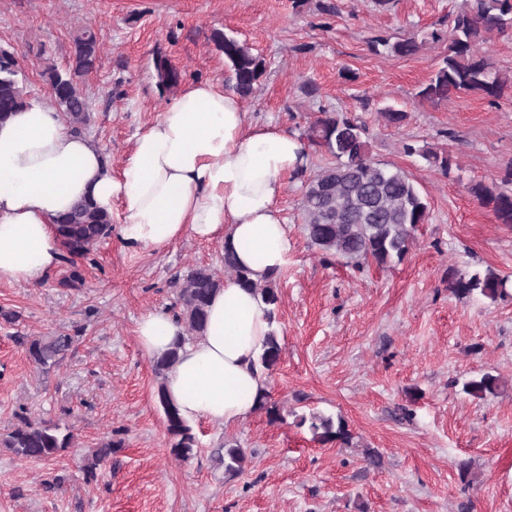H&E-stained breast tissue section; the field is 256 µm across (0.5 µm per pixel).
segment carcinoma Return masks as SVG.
I'll return each instance as SVG.
<instances>
[{"instance_id": "cac0c4a2", "label": "carcinoma", "mask_w": 512, "mask_h": 512, "mask_svg": "<svg viewBox=\"0 0 512 512\" xmlns=\"http://www.w3.org/2000/svg\"><path fill=\"white\" fill-rule=\"evenodd\" d=\"M512 31V0H461L448 18V30L435 29L428 34L434 42H446V51L436 63L429 81L417 92L423 101L438 103L459 92H474L495 103L505 92L512 93V72L497 69L480 55V46L495 34ZM425 40L409 37L395 42L384 37L371 41L372 49L383 46L396 56L419 54ZM219 47L231 71L233 89L242 97L250 96L263 74L262 60L234 38H220ZM100 61V45L94 31L85 29L74 39L72 56L63 69L49 68L42 76L50 85L54 101L73 131L79 132L90 120L89 100L82 88V78L93 72ZM15 49L0 47V122L21 111L28 93ZM310 145L334 158V163L320 166L310 178L303 194L301 208L306 236L311 246L326 255L344 258L360 269L369 260L387 266L403 260L413 242L418 225L428 218V206L413 180L400 168L380 163L371 155L366 124L355 115L343 112H321L311 126ZM429 163L443 172L451 167V158L427 147L421 150ZM469 193L484 207H489L503 224H512V166L502 185L478 182L468 187ZM112 216L92 202L83 201L56 221L64 245L73 257H84L90 246L108 232ZM224 270L231 278L261 294L270 306L269 318H275L280 297L275 280L254 284L247 271L239 268L234 257L224 254ZM507 280L489 270L481 275L448 272V290L458 297L477 294L495 299L506 293ZM224 287V279L207 266H195L185 275L177 293L175 318L183 325L188 338L202 335L208 322L212 297ZM75 341L66 334L34 336L26 341V353L32 363L44 372L58 367ZM281 347L275 333L266 338L257 365L270 371L280 359ZM177 360V350L152 361L157 378V397L163 410L170 452L181 460L194 452L197 440L178 407L165 392V378ZM464 391L484 398L497 394L499 378L484 374L466 382ZM314 436L326 442L345 436L343 425H334L330 417L311 416ZM73 436L61 435L45 421L21 420L0 441V445L23 459L49 460L60 449L71 444ZM117 435L94 449L84 466L86 480L96 476L97 468L123 447ZM224 473L234 476L243 471L247 456L243 449L229 447L219 458Z\"/></svg>"}]
</instances>
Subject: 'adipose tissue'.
<instances>
[{
    "instance_id": "adipose-tissue-1",
    "label": "adipose tissue",
    "mask_w": 512,
    "mask_h": 512,
    "mask_svg": "<svg viewBox=\"0 0 512 512\" xmlns=\"http://www.w3.org/2000/svg\"><path fill=\"white\" fill-rule=\"evenodd\" d=\"M304 154L302 141L279 128L247 126L238 95L204 80L186 86L136 135L116 173L59 112L30 100L0 124V283L34 284L58 265L55 220L83 199L121 208L118 238L131 251L187 234L220 240L249 270L252 287L225 280L196 339L161 310L141 314L136 336L150 358L177 350L165 389L186 420L240 424L265 390L251 364L271 324L255 287L288 262L278 202L284 176Z\"/></svg>"
}]
</instances>
